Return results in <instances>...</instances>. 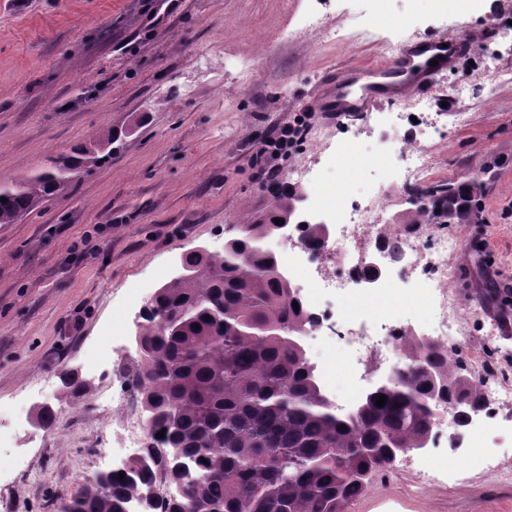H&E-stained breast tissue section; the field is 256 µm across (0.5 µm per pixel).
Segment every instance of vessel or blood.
Returning <instances> with one entry per match:
<instances>
[{
  "label": "vessel or blood",
  "instance_id": "1",
  "mask_svg": "<svg viewBox=\"0 0 512 512\" xmlns=\"http://www.w3.org/2000/svg\"><path fill=\"white\" fill-rule=\"evenodd\" d=\"M475 40L432 36L404 45L385 65L342 68L331 73L318 97V109L337 118H356L378 104L403 97L407 90L431 87L437 75L455 66Z\"/></svg>",
  "mask_w": 512,
  "mask_h": 512
}]
</instances>
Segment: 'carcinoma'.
Returning a JSON list of instances; mask_svg holds the SVG:
<instances>
[{
    "label": "carcinoma",
    "instance_id": "obj_1",
    "mask_svg": "<svg viewBox=\"0 0 512 512\" xmlns=\"http://www.w3.org/2000/svg\"><path fill=\"white\" fill-rule=\"evenodd\" d=\"M112 134L53 157L42 171L0 183V224H14L41 200L78 182L112 154ZM480 185L440 184L425 191L429 208L410 223L466 224ZM262 218L232 225L219 257L189 253L194 276L170 280L145 310L138 340L140 384L154 438L123 474L98 475L71 498L67 512H127L152 501L156 473L181 488L164 512H347L374 474L405 448H423L438 402L466 401L465 423L482 407L465 369L445 366L440 351L411 346L426 369L343 413L325 399L306 362L300 336L310 321L279 258L264 247L288 220L296 191L274 192Z\"/></svg>",
    "mask_w": 512,
    "mask_h": 512
}]
</instances>
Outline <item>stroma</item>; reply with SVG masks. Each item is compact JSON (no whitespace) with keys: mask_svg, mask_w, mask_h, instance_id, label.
<instances>
[{"mask_svg":"<svg viewBox=\"0 0 512 512\" xmlns=\"http://www.w3.org/2000/svg\"><path fill=\"white\" fill-rule=\"evenodd\" d=\"M315 12L328 34L301 20ZM439 35H472L480 45L455 70L413 98L385 102L350 125L316 107L325 75L383 62L394 47ZM260 64L238 76V59ZM512 0H0V181L41 170L48 158L107 133L108 162L0 224V460L25 459V472L0 479V512H66L98 449L85 431H116L121 409L103 416L87 350L129 332L136 284L160 288L196 246L219 250L242 215L260 216L271 196L252 156L275 127L305 113L301 140L277 165L312 166L301 193L335 208L340 196L369 194L360 178L380 146L402 145L412 124L437 128L421 147L428 183L475 178L478 218L439 224L460 240L448 263L461 357L485 358L512 377ZM465 97H458L459 84ZM405 163L383 182L384 218L406 223L418 201ZM86 386L73 396L63 374ZM62 418L53 435L30 397ZM503 470L491 473L480 448L431 449L462 469L446 484L410 492L412 474L395 463L373 476L348 512H512V435L499 432Z\"/></svg>","mask_w":512,"mask_h":512,"instance_id":"obj_1","label":"stroma"}]
</instances>
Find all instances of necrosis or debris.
<instances>
[{
    "label": "necrosis or debris",
    "mask_w": 512,
    "mask_h": 512,
    "mask_svg": "<svg viewBox=\"0 0 512 512\" xmlns=\"http://www.w3.org/2000/svg\"><path fill=\"white\" fill-rule=\"evenodd\" d=\"M379 192L337 209L323 234L319 248L307 246L306 224H292L284 236L266 238L265 247L288 267L290 276H303L308 287L303 303L311 317L303 335L310 339L336 332L347 352L345 377L360 389L372 372L393 371L396 355L405 343L429 342L444 358H452L459 346L457 320L448 295V257L459 250L455 239L438 237L434 247L420 238L401 233L399 226L384 223ZM397 237L399 257H392L385 244ZM378 267V282L366 284L371 267ZM405 284V296L422 297L423 318L410 317L402 305L365 307L351 312L333 310L330 300L351 294L363 286L366 296L383 294L392 282ZM111 364V379L102 380L100 392H111L103 407L118 405L124 415L118 433L120 444L101 456L102 465L121 470L129 461L143 457L153 437L144 419L141 387L136 380L140 359L126 351L124 342H104L93 348L88 368Z\"/></svg>",
    "instance_id": "obj_1"
}]
</instances>
